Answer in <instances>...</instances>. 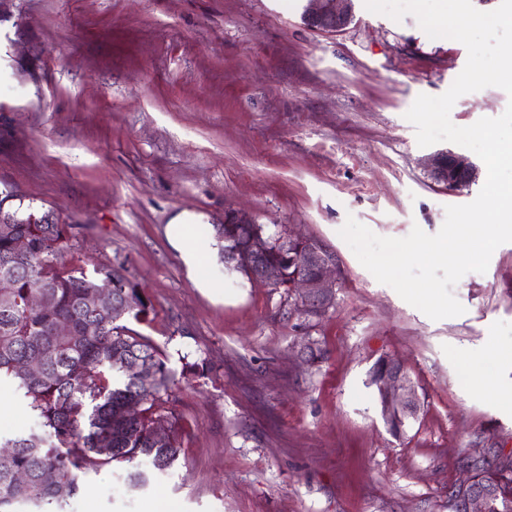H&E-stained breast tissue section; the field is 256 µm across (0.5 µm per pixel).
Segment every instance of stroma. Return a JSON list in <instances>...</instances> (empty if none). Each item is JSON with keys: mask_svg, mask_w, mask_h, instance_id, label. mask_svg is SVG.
I'll return each mask as SVG.
<instances>
[{"mask_svg": "<svg viewBox=\"0 0 512 512\" xmlns=\"http://www.w3.org/2000/svg\"><path fill=\"white\" fill-rule=\"evenodd\" d=\"M306 0H14L0 18V193L78 227L67 263L120 265L153 305L139 325L168 358L185 454L143 490L125 471L86 479L65 512H448L458 458L477 442L512 449V243L453 289L464 314L439 321L379 283L338 231L436 234L473 201L424 160L405 118L438 96L465 46L429 38L354 0L350 24L317 33ZM497 87L461 96L466 127L500 116ZM234 207L335 254L336 304L299 314L295 297L204 259L188 278L166 236L178 212L224 221ZM503 356L481 363L488 346ZM402 359L421 399L405 433L386 426L369 371ZM212 374L188 379L185 364ZM35 418L0 384V435Z\"/></svg>", "mask_w": 512, "mask_h": 512, "instance_id": "1", "label": "stroma"}]
</instances>
